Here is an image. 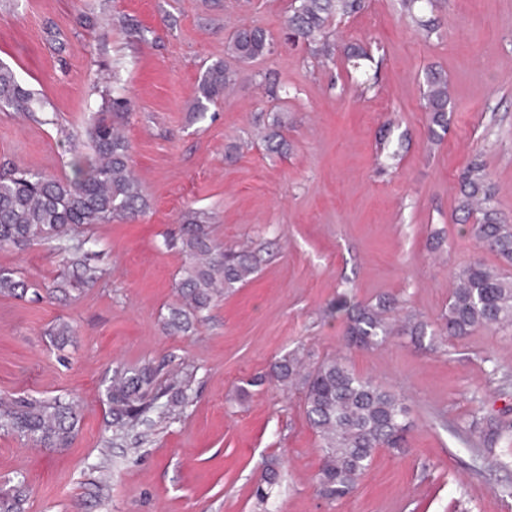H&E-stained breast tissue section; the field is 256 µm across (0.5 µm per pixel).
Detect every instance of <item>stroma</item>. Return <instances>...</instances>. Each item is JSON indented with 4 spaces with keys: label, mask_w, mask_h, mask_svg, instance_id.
<instances>
[{
    "label": "stroma",
    "mask_w": 512,
    "mask_h": 512,
    "mask_svg": "<svg viewBox=\"0 0 512 512\" xmlns=\"http://www.w3.org/2000/svg\"><path fill=\"white\" fill-rule=\"evenodd\" d=\"M294 0H0V61L45 104L48 123L0 112V171L72 176L68 136L120 84L123 129L149 200L132 221L97 224L103 277L54 299L0 296V398L66 397L80 406L71 443L46 448L0 434V488L24 481L25 512H258L252 490L279 463L271 512H512V443L488 448L475 410L512 422V325L436 335L456 271L502 262L458 223V177L483 160L512 224V0H438L423 38L401 0H365L332 22L331 58L284 38ZM259 26L271 54L238 65L233 91L196 121L205 68L226 37ZM368 49L377 81L356 97L344 63ZM448 75V132L429 140L422 104L430 68ZM279 113L285 154L262 140ZM399 161L382 166L383 145ZM190 210L219 247L260 265L213 302L188 334L164 322L185 256L168 247ZM0 266L45 287L60 270L52 243L0 249ZM395 298L425 322L415 341L348 345L329 305ZM74 333L56 349L48 328ZM343 357L407 407V450H378L354 493L321 497L319 439L300 391L267 380L285 353ZM148 365L159 385L190 374L180 416L113 439L105 389L113 367ZM265 376L263 385L252 380Z\"/></svg>",
    "instance_id": "1"
}]
</instances>
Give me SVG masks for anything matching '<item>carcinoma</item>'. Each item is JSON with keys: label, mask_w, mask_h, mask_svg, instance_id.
Segmentation results:
<instances>
[{"label": "carcinoma", "mask_w": 512, "mask_h": 512, "mask_svg": "<svg viewBox=\"0 0 512 512\" xmlns=\"http://www.w3.org/2000/svg\"><path fill=\"white\" fill-rule=\"evenodd\" d=\"M286 28L296 39H324L329 50L328 28L333 20L351 16L364 7V0H298ZM405 14L420 29L431 32L434 21L420 14L421 0H401ZM272 39L260 27H243L228 38V54L241 64L256 62L271 52ZM237 71L216 62L202 73L198 96L192 106L196 119L204 118L208 104L224 96L235 85ZM424 108L430 115V139L448 129L451 96L448 78L439 71L426 75ZM43 102L18 80L14 70L0 62V112H26L35 116ZM128 111V99L121 88H112L105 111L95 113L91 123L73 139H87L92 155L78 156L73 176L59 178L16 168L0 174V248L25 247L37 241L56 242L55 251L68 273L62 275L49 293L63 295L92 286L102 276L96 263V240L81 236L79 228L110 224L135 217L148 207L140 180L130 165V148L118 129ZM274 116L264 135L271 153H283L287 142ZM457 210L464 218L475 217L473 235L505 263L512 265V225L499 212L493 184L479 158L472 159L458 183ZM207 213L191 211L185 216L181 251L186 257L179 284L181 303L172 307L166 319L171 334L193 329L202 313L224 291L250 279L258 268L253 252H227L211 239ZM29 285L15 272L0 267V295L21 296ZM394 303L381 297L374 303L359 304L339 294L330 313L344 317L348 341L364 348L378 347L399 330L416 339L425 335L423 324L413 315L395 325ZM512 323V277L482 261L460 268L448 296L441 334L461 338L480 328ZM73 333L70 322L59 319L50 328L58 344ZM155 372L149 367L117 366L106 389L108 413L113 431L152 426L154 418L174 419L187 403L191 377H176L163 390H153ZM268 377L280 384L298 383L304 391L306 418L320 442L322 463L316 474L321 496L337 501L348 497L357 480L370 468L376 451L388 448L404 452L408 430L406 407L396 394L373 380L356 374L338 358L314 359L305 348L284 354L271 367ZM80 421L78 406L61 398L49 401L0 400V431L33 440L49 448L67 446ZM278 471L270 465L254 490L259 504L268 503L277 484ZM27 489L20 482L0 490V512H25Z\"/></svg>", "instance_id": "1"}]
</instances>
